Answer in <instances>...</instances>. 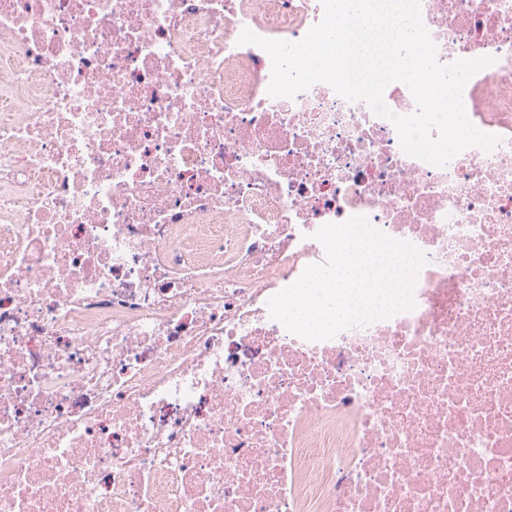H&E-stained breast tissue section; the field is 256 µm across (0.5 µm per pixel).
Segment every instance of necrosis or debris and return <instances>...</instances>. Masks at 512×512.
<instances>
[{
	"instance_id": "obj_1",
	"label": "necrosis or debris",
	"mask_w": 512,
	"mask_h": 512,
	"mask_svg": "<svg viewBox=\"0 0 512 512\" xmlns=\"http://www.w3.org/2000/svg\"><path fill=\"white\" fill-rule=\"evenodd\" d=\"M498 136L446 167L243 29L322 0H0V512H512V0H420ZM355 215L416 306L307 341L270 297Z\"/></svg>"
}]
</instances>
